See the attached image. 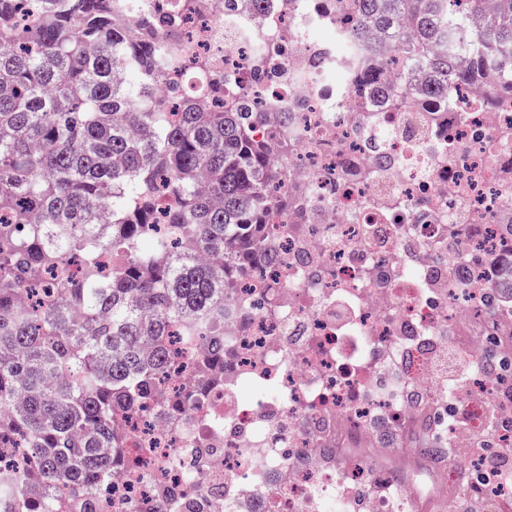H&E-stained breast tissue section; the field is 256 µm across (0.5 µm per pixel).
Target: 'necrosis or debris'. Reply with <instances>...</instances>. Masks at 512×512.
I'll use <instances>...</instances> for the list:
<instances>
[{
    "label": "necrosis or debris",
    "instance_id": "1",
    "mask_svg": "<svg viewBox=\"0 0 512 512\" xmlns=\"http://www.w3.org/2000/svg\"><path fill=\"white\" fill-rule=\"evenodd\" d=\"M174 2L125 0L117 14L176 46L161 99L206 61L211 82L262 112L258 135L295 205L269 215L273 264L224 297L235 366L223 386L174 410L199 373V345L182 347L169 384L126 418L128 466L92 497L58 496L54 512H460L466 493L512 512V479L479 450L512 446L494 426L512 398L496 374L460 389L438 371L452 340L471 358L491 336L512 354V294L485 307L512 268V108L483 106L474 83L444 112L337 85L335 45L307 38L344 30L328 0H197L172 40L160 20ZM452 400L472 456L421 459L423 439L446 445ZM456 467L474 472L467 487Z\"/></svg>",
    "mask_w": 512,
    "mask_h": 512
}]
</instances>
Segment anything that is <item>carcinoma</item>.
Instances as JSON below:
<instances>
[{"instance_id": "1", "label": "carcinoma", "mask_w": 512, "mask_h": 512, "mask_svg": "<svg viewBox=\"0 0 512 512\" xmlns=\"http://www.w3.org/2000/svg\"><path fill=\"white\" fill-rule=\"evenodd\" d=\"M121 0H0V440L23 445V470L0 476L12 512H51L63 491L89 494L124 454L125 416L174 366L166 337L207 334L209 377L224 380V289L273 257L265 224L288 197L247 104L201 112L194 92L174 112L149 98L179 57L139 26L112 24ZM348 65L388 52L429 75L402 89L428 111L496 67L486 105L512 101V0H356ZM115 260L102 277L90 253ZM25 281L38 296L20 306Z\"/></svg>"}]
</instances>
